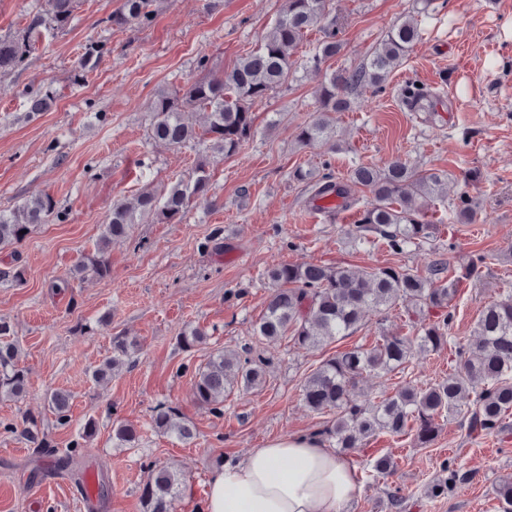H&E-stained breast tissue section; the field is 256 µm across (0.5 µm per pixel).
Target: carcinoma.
<instances>
[{
  "label": "carcinoma",
  "instance_id": "obj_1",
  "mask_svg": "<svg viewBox=\"0 0 512 512\" xmlns=\"http://www.w3.org/2000/svg\"><path fill=\"white\" fill-rule=\"evenodd\" d=\"M158 0H119V6L105 23L118 29L145 27L156 14ZM331 0H285V8L267 31L258 49L248 52L230 70L206 75L180 89L159 90L151 103L152 120L148 139L171 147L206 143L226 155L237 153L254 135L255 103L286 83L297 66L319 70L342 49L336 37V19L330 16ZM79 0H46L45 9L28 16L27 25L14 36L0 37V76L23 69L28 61L33 37L42 31L66 28ZM323 29L324 37L305 59H294V51L307 31ZM421 38V29L412 18L394 25L357 67L332 72L321 85L317 107L311 120L298 128L297 142H321L336 147L330 112L349 108V95L363 85L381 87L388 75L410 55ZM110 48L101 40L89 39L83 45L78 76L95 71ZM57 98L50 86L32 92L30 112L45 111ZM190 111L208 113L200 130L186 121ZM294 181L305 185L307 202L334 197L338 204L325 209L332 215L362 205L358 224L348 231L355 247L384 243L394 255L452 233V226L424 220L425 206L433 198L444 176L412 167L395 158L383 165L359 164L344 178L328 171L315 174L296 169ZM210 174L199 162L184 178L166 190H141L131 202L117 200L104 223L95 250L83 255L74 266L75 274L106 278L110 276L108 250L112 243L127 237L131 225L139 223L179 224L196 200L207 199ZM360 187H370L373 198L365 202L356 195ZM456 219L473 224L479 210L473 199L461 193L455 204ZM58 214L57 202L50 195H38L10 209L0 210V249L20 244L36 224H46ZM485 258L478 256L457 268L435 260L426 275L400 265L353 268L322 264H281L271 267L266 277L269 293L264 313L256 324V335L274 340L289 337L303 348H318L352 335L362 326V313L371 309L386 320L399 306L404 326L414 332L381 331L374 346L341 350L324 360L303 381V404L318 414L330 412L333 418L313 435L347 455L379 433L400 436L414 434L416 441L430 446L438 433V420L457 416L470 435L512 432V294L488 303L480 312L472 342L454 348L455 359L448 377L425 387L404 385L378 398H353L357 384L366 377L388 378L402 373L418 353L436 352L448 345L446 329L449 307L465 283L481 277ZM9 322L0 319V399L21 396L30 386L28 372L20 367L18 348L10 339ZM112 357L93 373L97 381L106 379L137 350L136 339L119 331L112 335ZM265 383V367L249 348L217 350L208 361L192 371L194 404L213 413L223 412L224 395L234 388L257 389ZM49 409L59 424L70 421L71 396L52 390L46 396ZM153 429L176 436L183 442L195 438L194 425L177 405L162 403L152 415ZM95 424L86 422L78 439L68 448H52L46 438L32 435L45 449L47 468L63 470L77 457L82 441L91 437ZM119 448H132L136 431L119 425L113 429ZM442 476L427 487L430 499L448 494V488L461 480L452 461L443 460ZM184 487L180 472L153 470L141 490L143 512H174L175 501ZM499 512H512V477L496 490Z\"/></svg>",
  "mask_w": 512,
  "mask_h": 512
}]
</instances>
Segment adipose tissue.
Listing matches in <instances>:
<instances>
[{
	"mask_svg": "<svg viewBox=\"0 0 512 512\" xmlns=\"http://www.w3.org/2000/svg\"><path fill=\"white\" fill-rule=\"evenodd\" d=\"M356 491L348 457L295 434L223 464L210 477L201 512H341Z\"/></svg>",
	"mask_w": 512,
	"mask_h": 512,
	"instance_id": "1",
	"label": "adipose tissue"
}]
</instances>
